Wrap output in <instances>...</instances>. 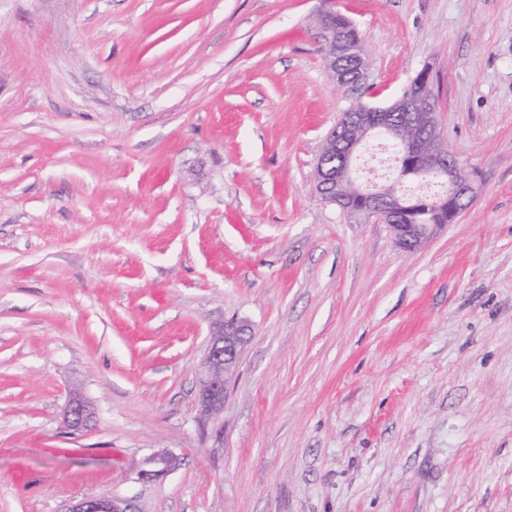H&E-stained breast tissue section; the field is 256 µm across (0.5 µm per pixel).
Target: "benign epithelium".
<instances>
[{"label":"benign epithelium","instance_id":"benign-epithelium-1","mask_svg":"<svg viewBox=\"0 0 512 512\" xmlns=\"http://www.w3.org/2000/svg\"><path fill=\"white\" fill-rule=\"evenodd\" d=\"M332 15L323 17L327 30L324 39V60L337 83L353 88L367 81L369 64L363 50L343 40L331 23ZM438 102L423 99L408 91L391 105L370 106L365 103L352 112L343 135L327 138L326 152L319 164L317 184L324 188V199L343 204L344 210L360 217L373 218L388 227L396 245L415 251L426 245L444 228L442 224H424V217L448 210L449 220L456 219L476 194L473 174L459 168L445 151L440 134ZM379 137L398 141L401 150L396 158L398 171L407 178L436 177L446 186L437 199L404 194L385 198L383 187H364L358 181L356 160L366 144ZM338 165H333V162ZM250 326L243 321L213 323L205 354L197 371V401L201 412L217 417L224 410L225 385L234 372ZM65 422L74 431L86 429L94 418V410L83 394L75 390L64 413ZM150 468L140 472V479L149 482L174 470L179 465L172 453H157L148 458ZM66 512H132L129 504L114 496H87Z\"/></svg>","mask_w":512,"mask_h":512}]
</instances>
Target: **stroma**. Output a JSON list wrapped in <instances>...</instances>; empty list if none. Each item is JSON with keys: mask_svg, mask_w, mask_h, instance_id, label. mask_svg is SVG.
I'll return each instance as SVG.
<instances>
[{"mask_svg": "<svg viewBox=\"0 0 512 512\" xmlns=\"http://www.w3.org/2000/svg\"><path fill=\"white\" fill-rule=\"evenodd\" d=\"M430 69L477 195L423 248L316 190ZM252 335L203 420L216 319ZM81 390L95 417L72 434ZM167 451L180 467L138 472ZM512 512V0H0V512ZM333 15L334 13L322 16L328 32L324 39V60L337 83L351 89L367 81L369 64L363 50L354 47L340 36L339 31L331 23ZM65 512H132L129 504L114 496H87Z\"/></svg>", "mask_w": 512, "mask_h": 512, "instance_id": "stroma-1", "label": "stroma"}]
</instances>
